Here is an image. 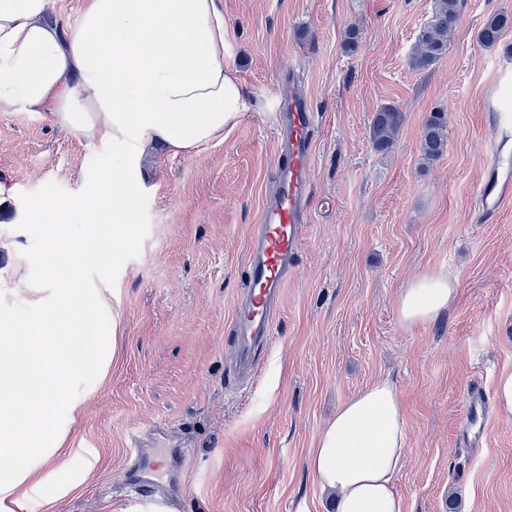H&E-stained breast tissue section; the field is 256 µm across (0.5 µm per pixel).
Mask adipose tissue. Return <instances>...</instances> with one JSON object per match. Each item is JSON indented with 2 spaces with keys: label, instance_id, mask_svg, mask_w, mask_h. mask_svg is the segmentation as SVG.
Wrapping results in <instances>:
<instances>
[{
  "label": "adipose tissue",
  "instance_id": "adipose-tissue-1",
  "mask_svg": "<svg viewBox=\"0 0 512 512\" xmlns=\"http://www.w3.org/2000/svg\"><path fill=\"white\" fill-rule=\"evenodd\" d=\"M48 13L49 0H0V113H50L131 159L194 152L247 109L223 0H84L69 31ZM456 293L446 272L423 274L401 293L399 317L431 321ZM405 447L399 394L381 379L340 407L308 465L336 512H407L393 485Z\"/></svg>",
  "mask_w": 512,
  "mask_h": 512
}]
</instances>
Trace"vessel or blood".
<instances>
[{
    "mask_svg": "<svg viewBox=\"0 0 512 512\" xmlns=\"http://www.w3.org/2000/svg\"><path fill=\"white\" fill-rule=\"evenodd\" d=\"M275 97V131L280 144L276 190L251 228L246 290L233 314L236 363L247 375L257 372L258 353L274 335V309L300 255L318 118L310 101L292 82L279 83ZM474 194L481 214L488 218L512 204V154L499 150L492 155L487 175ZM485 416L483 392L470 389L465 398L464 423L481 422ZM129 457L133 464L125 471V481L139 496H146L154 487L155 467L144 462L142 448L131 449Z\"/></svg>",
    "mask_w": 512,
    "mask_h": 512,
    "instance_id": "vessel-or-blood-1",
    "label": "vessel or blood"
}]
</instances>
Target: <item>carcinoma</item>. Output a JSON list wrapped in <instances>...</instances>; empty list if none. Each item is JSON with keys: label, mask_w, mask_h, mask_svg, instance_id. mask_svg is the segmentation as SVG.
<instances>
[{"label": "carcinoma", "mask_w": 512, "mask_h": 512, "mask_svg": "<svg viewBox=\"0 0 512 512\" xmlns=\"http://www.w3.org/2000/svg\"><path fill=\"white\" fill-rule=\"evenodd\" d=\"M464 0H434L432 19L420 30L411 65L426 70L435 65L447 52L448 42L460 20ZM512 26V18L507 14H493L484 23L479 42L485 47L497 43L502 33ZM403 120L402 112L393 106H386L375 112L371 123V138L374 146L381 150L392 147ZM443 114H430L423 126L422 156L428 162L440 159L446 150Z\"/></svg>", "instance_id": "obj_1"}]
</instances>
